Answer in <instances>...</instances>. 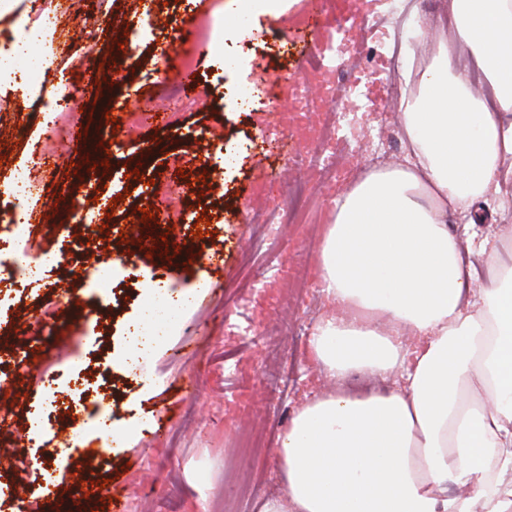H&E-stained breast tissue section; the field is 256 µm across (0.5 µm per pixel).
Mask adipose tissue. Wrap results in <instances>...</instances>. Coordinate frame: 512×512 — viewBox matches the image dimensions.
Returning <instances> with one entry per match:
<instances>
[{
    "label": "adipose tissue",
    "mask_w": 512,
    "mask_h": 512,
    "mask_svg": "<svg viewBox=\"0 0 512 512\" xmlns=\"http://www.w3.org/2000/svg\"><path fill=\"white\" fill-rule=\"evenodd\" d=\"M459 48L496 99L456 77L435 38L399 104L411 167L341 193L317 252L341 314L311 341L337 387L292 418L277 451L282 494L262 512H512V267L478 289L448 210L512 189V0H448ZM422 337L407 353L398 336ZM401 389L356 396L354 373ZM457 482L465 494L448 493Z\"/></svg>",
    "instance_id": "obj_1"
}]
</instances>
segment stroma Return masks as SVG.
I'll return each instance as SVG.
<instances>
[{
	"instance_id": "obj_1",
	"label": "stroma",
	"mask_w": 512,
	"mask_h": 512,
	"mask_svg": "<svg viewBox=\"0 0 512 512\" xmlns=\"http://www.w3.org/2000/svg\"><path fill=\"white\" fill-rule=\"evenodd\" d=\"M58 22L51 44L56 53L45 66L43 38L30 42L29 63L46 67L37 95L23 97L18 76L0 78V185L19 166L45 186L30 205V236L21 244L31 266L43 268L39 280L24 283L11 273L9 255L0 256V419L12 423L1 445L15 456L0 460V512H62L71 478L105 481L102 498L84 502L82 512H100L103 501L125 512H224L225 474L242 432L269 438L267 451L252 455L249 466L263 485L248 512H262L278 491L275 450L294 412L306 396L328 385L322 366L309 356V338L329 305L315 275L316 252L324 224L331 220L336 197L356 178L375 168L371 139H401L394 90L403 86L411 62L394 66L375 59L370 71L350 72L361 83L366 107L353 128L355 150L346 170L331 182L313 180L316 209L309 224L276 226L278 241L267 257L243 263L253 235L248 213L285 207L270 196V171L315 143L319 111L330 109L326 89L335 84L331 68L301 70L299 58L314 49L329 53L336 28L346 17L363 18L385 7V0H338L323 14L315 0H281L280 10L238 19L231 0H54ZM223 14L227 22L228 61L199 57L197 83L186 87L187 106L176 125L152 120L163 83L176 81L165 59L175 51L185 25ZM137 41L129 49L128 41ZM101 65L82 74L86 49ZM246 83L260 96L253 107L235 109L232 86ZM277 84L278 99L268 102L263 89ZM316 88L311 111L300 106L303 86ZM70 90L78 124L100 131L111 145L108 165H94L75 146L59 147L43 120L42 102ZM121 103L117 122L105 117L106 102ZM205 141H197L198 131ZM155 150L145 155L143 140ZM245 144L233 167L207 151L206 142ZM56 152L53 164L32 154V143ZM139 170L140 179L128 178ZM207 178L209 190L195 196L185 223L155 226L161 248L133 254L120 239V227L139 223L142 209H167V184ZM99 187L100 198L116 199L114 210L82 199L84 224L67 225L73 194L86 182ZM484 220L469 225L477 245L500 244L512 255V208L501 209L487 196L473 205ZM209 219L206 237H194L197 219ZM223 245L224 264L211 271L209 246ZM110 262L115 295L103 307L77 311L65 292L86 295L94 261ZM215 278L219 293L203 288ZM163 282L170 293L188 299L173 335L158 352L145 353L128 365L124 329L134 323L153 333V320L140 305L148 284ZM78 365L81 377L110 403L112 428L126 441L118 451H103L86 462L80 451L101 448L102 438L82 429L86 414L69 410L75 388L66 373ZM293 374L286 403L272 394L273 374ZM168 432L155 442L146 433L154 417ZM53 495H46V488Z\"/></svg>"
}]
</instances>
